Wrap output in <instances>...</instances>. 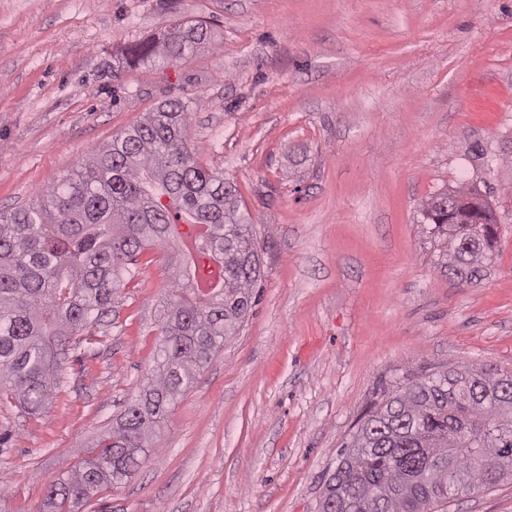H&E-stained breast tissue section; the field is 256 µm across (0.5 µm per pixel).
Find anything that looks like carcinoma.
Instances as JSON below:
<instances>
[{
	"label": "carcinoma",
	"mask_w": 512,
	"mask_h": 512,
	"mask_svg": "<svg viewBox=\"0 0 512 512\" xmlns=\"http://www.w3.org/2000/svg\"><path fill=\"white\" fill-rule=\"evenodd\" d=\"M207 38L181 23L140 43L128 61L175 64ZM190 102L165 99L143 121L94 150L36 203L0 212V397L37 411L60 388L68 350L112 315L132 257L178 238L171 211L207 224L200 250L224 267L213 294L194 288L185 263L170 268L155 365L89 457L46 493L51 512H78L139 469L174 404L237 334L260 279L253 224L238 193L190 147ZM422 222L446 237L441 267L462 285L487 274L498 219L484 195L447 187ZM470 248L460 254L464 240ZM471 430L468 439L461 427ZM512 479V373L422 366L369 411L340 453L324 502L336 512H446L459 491Z\"/></svg>",
	"instance_id": "obj_1"
}]
</instances>
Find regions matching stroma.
<instances>
[{"label": "stroma", "mask_w": 512, "mask_h": 512, "mask_svg": "<svg viewBox=\"0 0 512 512\" xmlns=\"http://www.w3.org/2000/svg\"><path fill=\"white\" fill-rule=\"evenodd\" d=\"M189 19L210 44L128 62ZM177 96L252 218L258 302L137 474L81 512H321L359 418L407 371L512 370V0H0V211ZM447 185L499 216L473 285L421 222ZM131 270L49 404L0 401V512H42L146 384L168 271L154 248ZM448 512H512V480Z\"/></svg>", "instance_id": "stroma-1"}]
</instances>
